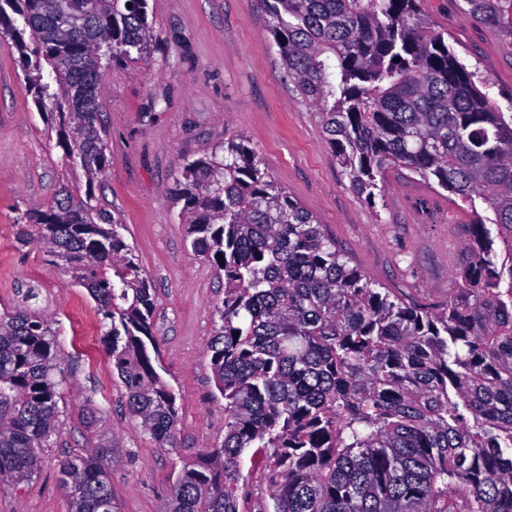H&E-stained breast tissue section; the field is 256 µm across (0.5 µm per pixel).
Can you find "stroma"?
I'll use <instances>...</instances> for the list:
<instances>
[{
	"label": "stroma",
	"mask_w": 512,
	"mask_h": 512,
	"mask_svg": "<svg viewBox=\"0 0 512 512\" xmlns=\"http://www.w3.org/2000/svg\"><path fill=\"white\" fill-rule=\"evenodd\" d=\"M149 58L114 59L100 119L108 166L95 193L121 215L125 242L154 293L152 331L161 376L177 394L176 445L159 447L126 406L112 373L96 302L45 249L17 241L27 209L57 197L62 151L37 111L12 40L0 29V315L36 309L55 331L65 380L56 430L30 481H0V512H70L59 462L112 448L120 512H159L183 464L224 438V399L209 367L213 307L224 277L192 252L174 202L186 157L241 136L264 166L323 225L353 265L381 286L446 303L475 220L455 195L404 168L375 200L357 194L316 112L283 77L269 16L257 0H148ZM463 0H421L427 24L486 84L512 96V39L467 16Z\"/></svg>",
	"instance_id": "35a3bbf8"
}]
</instances>
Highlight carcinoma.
Listing matches in <instances>:
<instances>
[{
	"label": "carcinoma",
	"instance_id": "obj_1",
	"mask_svg": "<svg viewBox=\"0 0 512 512\" xmlns=\"http://www.w3.org/2000/svg\"><path fill=\"white\" fill-rule=\"evenodd\" d=\"M464 2L512 37V0ZM258 3L353 189L373 201L404 167L474 212L481 201L497 233L472 225L453 295L426 307L367 280L244 139L186 161L187 238L224 272L209 346L224 440L183 466L160 512H245L258 473L263 512H512V99L504 111L479 89L419 0ZM0 28L66 174L51 203L19 218L18 240L86 288L129 412L172 448L152 288L94 193L107 167L104 72L149 54L148 0H0ZM54 336L36 311L0 316V480H30L55 430ZM113 454L60 462L71 512H119Z\"/></svg>",
	"mask_w": 512,
	"mask_h": 512
}]
</instances>
